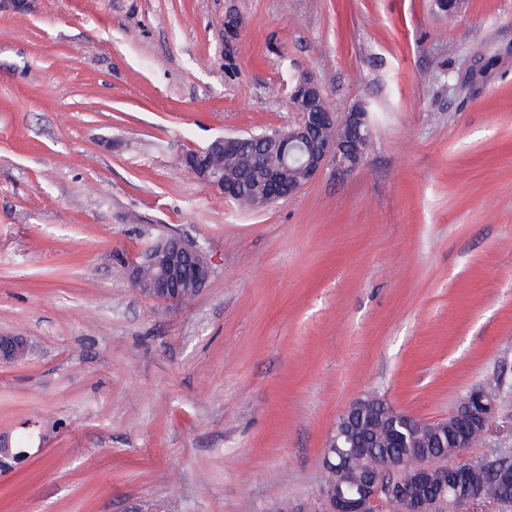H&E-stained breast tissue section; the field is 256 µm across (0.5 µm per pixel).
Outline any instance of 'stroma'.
<instances>
[{
    "instance_id": "1",
    "label": "stroma",
    "mask_w": 512,
    "mask_h": 512,
    "mask_svg": "<svg viewBox=\"0 0 512 512\" xmlns=\"http://www.w3.org/2000/svg\"><path fill=\"white\" fill-rule=\"evenodd\" d=\"M304 76L366 109L359 168L248 210L181 165ZM166 234L212 268L186 305L128 277ZM9 333L0 512H317L359 397L512 387V0H0Z\"/></svg>"
}]
</instances>
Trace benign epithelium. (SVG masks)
Returning <instances> with one entry per match:
<instances>
[{"label":"benign epithelium","instance_id":"7a95c632","mask_svg":"<svg viewBox=\"0 0 512 512\" xmlns=\"http://www.w3.org/2000/svg\"><path fill=\"white\" fill-rule=\"evenodd\" d=\"M290 104L298 112L301 121L294 127L274 131L269 140L277 147V157L272 159L265 152L253 157V168L267 184L281 181L285 169L290 162L301 163L302 179L294 184L298 190L305 183L316 177L325 166L332 163L340 169H354L364 159V151L358 144L361 126L368 123L367 113L358 107L337 118L336 113L328 104L322 86L311 78L300 79L290 95ZM182 162L202 184L213 189H222L223 185L214 182L210 176L208 164L197 156H184ZM203 249L181 238L171 243L160 244L149 250L142 262L129 269V278L137 289L148 288L158 294L165 288L177 285L180 288L172 301L183 298V293L196 290L199 285H206L211 277L212 269L202 258ZM28 349L27 339L20 335H11L0 342V360L14 361ZM471 399L477 405L463 403L459 406L457 416L463 419L472 430L486 431L490 429L495 417L491 413L480 412L484 407L482 399L490 397L484 387L470 391ZM362 399L355 400L340 416L336 428L331 434L325 451L324 465L327 479L321 490V512H376L381 495L389 492L407 480L426 481L433 475L448 476L453 460L434 459L427 455L418 456L414 463L400 470L390 472L385 478L369 479L360 484L356 491L347 496L344 486L350 481L347 465H335L330 458V449L339 447L341 430L349 422L356 406ZM392 425L403 429L412 441L426 423L398 410H393ZM487 502L479 492L468 490L459 496L454 503L453 512H475L474 506Z\"/></svg>","mask_w":512,"mask_h":512}]
</instances>
